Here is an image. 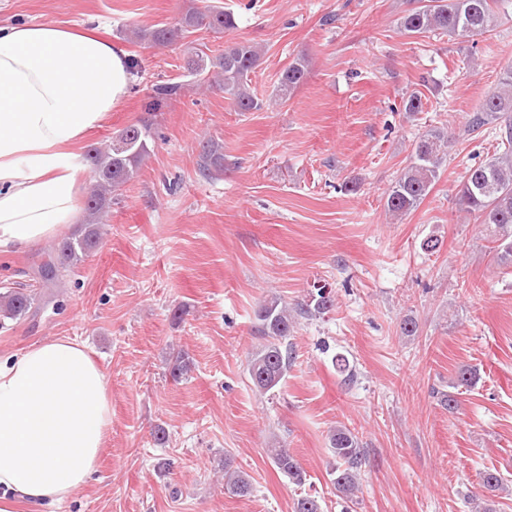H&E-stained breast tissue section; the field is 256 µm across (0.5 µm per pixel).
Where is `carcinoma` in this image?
Returning <instances> with one entry per match:
<instances>
[{
    "label": "carcinoma",
    "instance_id": "1",
    "mask_svg": "<svg viewBox=\"0 0 512 512\" xmlns=\"http://www.w3.org/2000/svg\"><path fill=\"white\" fill-rule=\"evenodd\" d=\"M512 4V0H419L400 22V28L409 35L445 34L450 37H481L491 31L496 11ZM215 33L235 28L233 14L215 9L190 7L164 27L147 28L132 26L126 36L137 43L165 46L177 38L198 29ZM261 59L260 50L252 43L235 42L217 55L194 47L185 64L190 74L200 76L208 86L224 92L241 111L261 108L259 100L250 92L247 77ZM308 61L299 57L285 68L279 77L277 96L288 99L307 79ZM182 85L163 83L155 86L145 104L148 113L157 112L169 100L180 95ZM496 124L499 145L503 150L485 162L467 170L459 190L461 210L475 214L489 232L490 253L495 261L512 262V69L503 73L497 90L492 92L485 109L475 112L468 122V131L479 132ZM151 124L140 121L119 130L116 137L131 145L125 153L117 151L115 142L104 147L95 146L87 152L93 187L86 202V221L83 231L62 239L54 248V256L37 266V275L46 288H56L65 273L80 265L90 252L100 245L99 224L111 208L112 194L120 191L137 173L149 155L153 135H143ZM452 144V137L441 130H429L415 143L412 161L391 187L386 198V209L392 214H405L416 208L439 179L443 161ZM199 174L211 179L224 171V155L217 143L208 140L202 144ZM314 304H298L293 310L271 297L261 302L256 310L258 331L270 338L268 343L253 352L248 362V374L253 385L267 393L281 386L293 359L291 348H282L283 341L293 331L299 316H319L334 305L333 295L324 286L317 288L312 297ZM39 297L23 288L0 293V316L21 319L30 313ZM191 372V362L179 353L169 367L170 377L178 382ZM331 452L336 460L332 468L336 491L348 499L359 491V469L362 454L358 439L349 429L336 426L328 437ZM273 467L297 485L305 481V472L286 448L272 445L266 449ZM481 486L493 494L503 489V478L496 470L480 473ZM224 490L237 497L252 492V483L246 472L232 468L224 460ZM293 512H322L320 500L305 494L294 500Z\"/></svg>",
    "mask_w": 512,
    "mask_h": 512
}]
</instances>
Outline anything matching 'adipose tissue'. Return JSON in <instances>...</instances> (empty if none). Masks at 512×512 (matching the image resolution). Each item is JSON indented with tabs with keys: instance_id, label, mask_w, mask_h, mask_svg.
I'll list each match as a JSON object with an SVG mask.
<instances>
[{
	"instance_id": "obj_1",
	"label": "adipose tissue",
	"mask_w": 512,
	"mask_h": 512,
	"mask_svg": "<svg viewBox=\"0 0 512 512\" xmlns=\"http://www.w3.org/2000/svg\"><path fill=\"white\" fill-rule=\"evenodd\" d=\"M129 54L55 22L0 25V253L81 223L92 181L74 147L133 83ZM111 428L107 380L83 346L50 338L0 357V512L67 502Z\"/></svg>"
}]
</instances>
